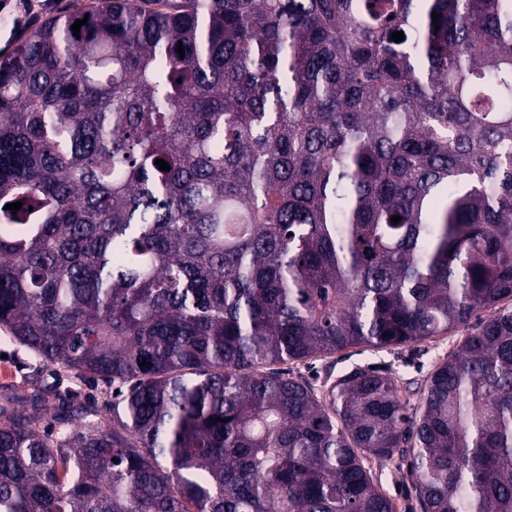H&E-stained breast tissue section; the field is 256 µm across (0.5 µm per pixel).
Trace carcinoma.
Here are the masks:
<instances>
[{
    "label": "carcinoma",
    "instance_id": "obj_1",
    "mask_svg": "<svg viewBox=\"0 0 512 512\" xmlns=\"http://www.w3.org/2000/svg\"><path fill=\"white\" fill-rule=\"evenodd\" d=\"M505 300L512 0H102L0 59V331L127 385L1 394L0 512H397L367 455L512 512ZM474 319L415 413L276 368ZM70 386L78 392L81 399L92 397L97 400L99 406L104 405L107 401H112V393L115 386H109L102 381H84L79 382L69 379Z\"/></svg>",
    "mask_w": 512,
    "mask_h": 512
}]
</instances>
